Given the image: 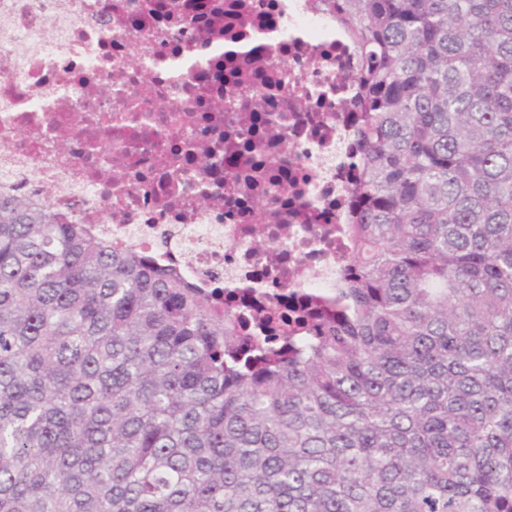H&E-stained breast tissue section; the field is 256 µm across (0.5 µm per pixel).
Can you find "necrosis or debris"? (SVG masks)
Segmentation results:
<instances>
[{
    "mask_svg": "<svg viewBox=\"0 0 512 512\" xmlns=\"http://www.w3.org/2000/svg\"><path fill=\"white\" fill-rule=\"evenodd\" d=\"M213 2L0 0V194L295 331L352 254L357 48L323 0Z\"/></svg>",
    "mask_w": 512,
    "mask_h": 512,
    "instance_id": "obj_1",
    "label": "necrosis or debris"
}]
</instances>
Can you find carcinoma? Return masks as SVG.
<instances>
[{"mask_svg":"<svg viewBox=\"0 0 512 512\" xmlns=\"http://www.w3.org/2000/svg\"><path fill=\"white\" fill-rule=\"evenodd\" d=\"M332 7L363 168L308 335L0 194V512H512V0Z\"/></svg>","mask_w":512,"mask_h":512,"instance_id":"obj_1","label":"carcinoma"}]
</instances>
